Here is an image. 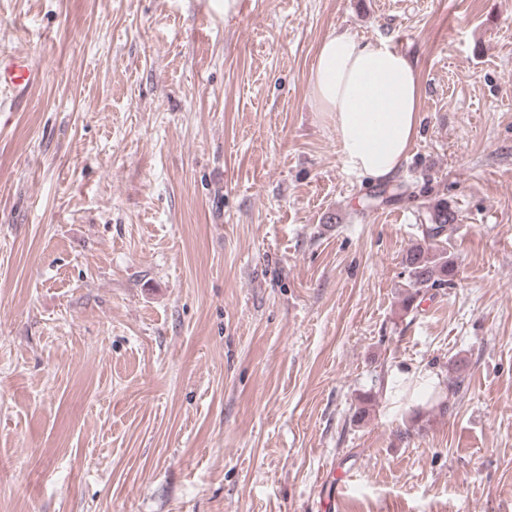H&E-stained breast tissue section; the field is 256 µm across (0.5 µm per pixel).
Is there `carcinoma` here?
<instances>
[{
    "mask_svg": "<svg viewBox=\"0 0 512 512\" xmlns=\"http://www.w3.org/2000/svg\"><path fill=\"white\" fill-rule=\"evenodd\" d=\"M431 192L428 183L409 185L398 183L390 187L392 197L405 196L411 202L425 198ZM458 214L446 199H439L428 207V223L421 225L422 242L410 247L404 257L408 269V287L413 289L404 298L403 308L409 309L420 292L433 288H448L454 284L455 263L448 256L442 243L454 232ZM454 376L448 379V395L455 396L464 389L465 362L457 359L452 363Z\"/></svg>",
    "mask_w": 512,
    "mask_h": 512,
    "instance_id": "cac0c4a2",
    "label": "carcinoma"
}]
</instances>
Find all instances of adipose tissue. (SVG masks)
Segmentation results:
<instances>
[{"mask_svg":"<svg viewBox=\"0 0 512 512\" xmlns=\"http://www.w3.org/2000/svg\"><path fill=\"white\" fill-rule=\"evenodd\" d=\"M309 85L316 110L336 125L346 169L379 181L394 178L421 123L415 61L389 39L334 31L317 48Z\"/></svg>","mask_w":512,"mask_h":512,"instance_id":"ef3b65f1","label":"adipose tissue"}]
</instances>
